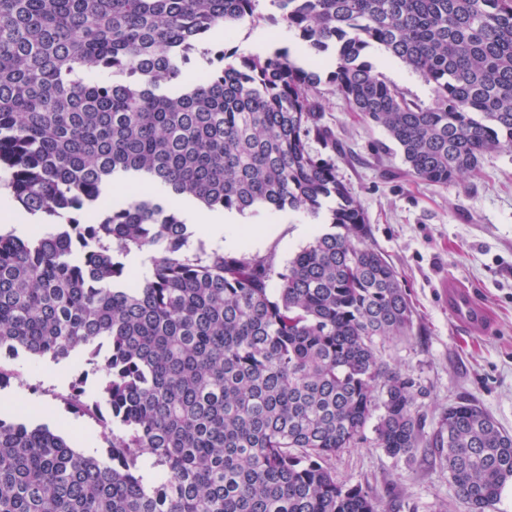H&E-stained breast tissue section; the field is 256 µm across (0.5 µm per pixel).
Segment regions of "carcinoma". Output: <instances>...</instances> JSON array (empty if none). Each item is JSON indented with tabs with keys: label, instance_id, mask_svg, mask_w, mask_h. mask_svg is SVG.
Returning a JSON list of instances; mask_svg holds the SVG:
<instances>
[{
	"label": "carcinoma",
	"instance_id": "obj_1",
	"mask_svg": "<svg viewBox=\"0 0 512 512\" xmlns=\"http://www.w3.org/2000/svg\"><path fill=\"white\" fill-rule=\"evenodd\" d=\"M270 2L311 58L219 43L185 88L190 55L262 19L260 0H0V168L41 223L0 233V389L13 361L78 352L67 406L98 413L108 443L80 453L22 407L0 415V512H383L328 466L377 411L389 456L445 450L462 512H495L512 481L511 433L461 402L426 435L415 379L380 358L413 310L314 95L325 81L383 127L411 176L459 183L512 147V0ZM372 48L434 104L388 83ZM174 197L314 219L332 198L339 231L272 288L270 256L191 249ZM132 250L152 253L150 275H128ZM370 60L377 67L387 82L399 88L408 99L424 105H431L434 100L432 84L411 70L399 59L382 50H372Z\"/></svg>",
	"mask_w": 512,
	"mask_h": 512
}]
</instances>
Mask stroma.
<instances>
[{
    "instance_id": "stroma-1",
    "label": "stroma",
    "mask_w": 512,
    "mask_h": 512,
    "mask_svg": "<svg viewBox=\"0 0 512 512\" xmlns=\"http://www.w3.org/2000/svg\"><path fill=\"white\" fill-rule=\"evenodd\" d=\"M293 39L285 22H245L232 45L250 53L273 40L284 46ZM370 59L408 99L432 104L433 86L419 73L381 50H373ZM317 97L322 122L336 135V173L367 217L369 242L394 265L414 309L412 336L380 345L381 358L422 388L419 402L427 434L437 431L450 405L462 401L479 405L512 432V148L487 155L477 174L464 182L428 184L408 175L402 153L386 131L350 111L330 85H320ZM332 208L325 203L316 220L287 210L233 212L224 221L252 228L249 252L273 255L280 272L315 235L330 231ZM446 281L470 290L488 311L489 324H458L441 288ZM13 368L20 377L0 390V409L19 393L70 444H77L85 431H98L93 416L66 410L76 359L57 365L21 359ZM329 465L339 479L362 487L383 504L401 503L417 512H460L447 464L434 449L422 448L413 459L397 460L376 447L369 429L357 447L338 453Z\"/></svg>"
}]
</instances>
